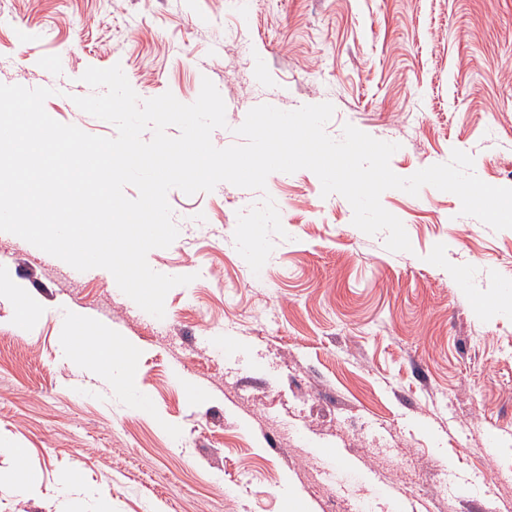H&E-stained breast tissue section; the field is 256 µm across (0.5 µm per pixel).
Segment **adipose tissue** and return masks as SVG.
<instances>
[{
	"label": "adipose tissue",
	"instance_id": "1",
	"mask_svg": "<svg viewBox=\"0 0 512 512\" xmlns=\"http://www.w3.org/2000/svg\"><path fill=\"white\" fill-rule=\"evenodd\" d=\"M63 343L66 349L79 351L82 357L81 365L88 374L95 376L99 372H106L115 394L123 397L137 409H147L148 399L139 391L127 368L133 351L132 345L119 341L110 343L100 339L87 344L69 335L64 336Z\"/></svg>",
	"mask_w": 512,
	"mask_h": 512
}]
</instances>
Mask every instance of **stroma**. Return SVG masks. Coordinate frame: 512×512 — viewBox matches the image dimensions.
<instances>
[{"label":"stroma","mask_w":512,"mask_h":512,"mask_svg":"<svg viewBox=\"0 0 512 512\" xmlns=\"http://www.w3.org/2000/svg\"><path fill=\"white\" fill-rule=\"evenodd\" d=\"M115 65L143 99L189 104L210 79L221 145L255 106L328 102L326 133L398 144L399 176L458 149L512 187V0H0V84L60 78L54 120L115 137L73 102L87 67ZM266 194L285 234L256 274L234 232ZM167 199L179 235L147 261L193 280L161 319L0 232V277L38 306L19 330L0 299V448H25L37 480L0 487V512H98L57 498L70 474L112 512H285L292 495L311 512H512V229L448 192L388 190L412 245L392 252L307 169ZM67 312L133 345L150 412L64 355Z\"/></svg>","instance_id":"35a3bbf8"}]
</instances>
